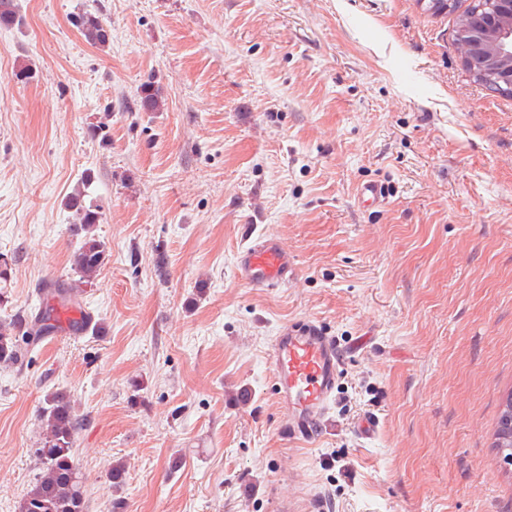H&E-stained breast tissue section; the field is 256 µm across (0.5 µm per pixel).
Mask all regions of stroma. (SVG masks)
<instances>
[{
	"label": "stroma",
	"mask_w": 512,
	"mask_h": 512,
	"mask_svg": "<svg viewBox=\"0 0 512 512\" xmlns=\"http://www.w3.org/2000/svg\"><path fill=\"white\" fill-rule=\"evenodd\" d=\"M0 26V322L71 283L70 193L102 204L83 309L0 364V512L40 473L66 391L87 512H512V96L419 0H14ZM100 15L88 43L73 18ZM35 76L19 78L21 68ZM162 106H140L142 85ZM386 189L364 208L361 183ZM296 275L241 283L250 233ZM309 320L344 360L328 424L280 431L270 347ZM380 420L360 437L365 413ZM180 469H172L174 458ZM124 462L112 488L108 472ZM85 39L94 46L104 47L109 43L110 32L103 22L91 13L78 16L76 24ZM496 448L506 452L512 448V394L503 403L496 430Z\"/></svg>",
	"instance_id": "obj_1"
}]
</instances>
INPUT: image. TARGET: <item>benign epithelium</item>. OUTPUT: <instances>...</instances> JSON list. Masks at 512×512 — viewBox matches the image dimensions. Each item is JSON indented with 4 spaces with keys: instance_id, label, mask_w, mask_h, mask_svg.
I'll return each mask as SVG.
<instances>
[{
    "instance_id": "7a95c632",
    "label": "benign epithelium",
    "mask_w": 512,
    "mask_h": 512,
    "mask_svg": "<svg viewBox=\"0 0 512 512\" xmlns=\"http://www.w3.org/2000/svg\"><path fill=\"white\" fill-rule=\"evenodd\" d=\"M491 13L459 32L460 55L467 66L497 72L512 86V0H496Z\"/></svg>"
}]
</instances>
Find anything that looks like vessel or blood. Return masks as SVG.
<instances>
[{
  "label": "vessel or blood",
  "instance_id": "b4317fda",
  "mask_svg": "<svg viewBox=\"0 0 512 512\" xmlns=\"http://www.w3.org/2000/svg\"><path fill=\"white\" fill-rule=\"evenodd\" d=\"M239 280L252 288H277L295 275L292 256L271 234L247 240L237 252ZM271 359L275 397L288 413L280 428L289 438L312 440L336 392L343 353L336 341L315 324L287 327L273 340Z\"/></svg>",
  "mask_w": 512,
  "mask_h": 512
}]
</instances>
